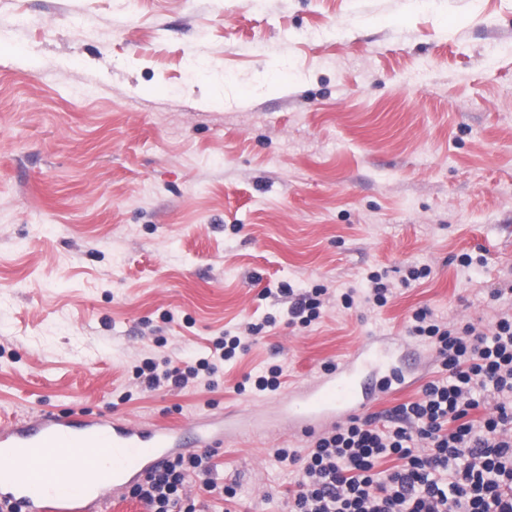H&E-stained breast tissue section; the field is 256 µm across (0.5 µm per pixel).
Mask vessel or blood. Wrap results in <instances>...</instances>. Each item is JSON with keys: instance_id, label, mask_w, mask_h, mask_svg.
Returning a JSON list of instances; mask_svg holds the SVG:
<instances>
[{"instance_id": "vessel-or-blood-1", "label": "vessel or blood", "mask_w": 512, "mask_h": 512, "mask_svg": "<svg viewBox=\"0 0 512 512\" xmlns=\"http://www.w3.org/2000/svg\"><path fill=\"white\" fill-rule=\"evenodd\" d=\"M407 356L388 359L372 343L274 402L291 431L310 433L368 410L404 384ZM263 434L239 412L195 416L172 427L119 414L42 411L0 427V512H109L167 461L218 448L229 431Z\"/></svg>"}]
</instances>
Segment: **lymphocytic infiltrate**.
<instances>
[{
  "instance_id": "f902f5d3",
  "label": "lymphocytic infiltrate",
  "mask_w": 512,
  "mask_h": 512,
  "mask_svg": "<svg viewBox=\"0 0 512 512\" xmlns=\"http://www.w3.org/2000/svg\"><path fill=\"white\" fill-rule=\"evenodd\" d=\"M427 344L438 375L414 400L355 416L303 448H276L294 467L281 512H512V309L489 331L416 309L408 328ZM218 361L137 367L145 390L209 381ZM213 452L180 456L130 491L148 512H199L197 490L232 501L213 476Z\"/></svg>"
}]
</instances>
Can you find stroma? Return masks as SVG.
Instances as JSON below:
<instances>
[{"mask_svg":"<svg viewBox=\"0 0 512 512\" xmlns=\"http://www.w3.org/2000/svg\"><path fill=\"white\" fill-rule=\"evenodd\" d=\"M0 31V425L261 413L275 393L235 386L270 363L288 389L417 307L483 330L512 305V0H0ZM374 271L387 306L342 308ZM285 285L324 289L317 322L289 324ZM251 324L213 387L141 390L142 360ZM407 340L417 382L373 412L433 377ZM304 444L227 440L238 497L211 512H279L270 451Z\"/></svg>","mask_w":512,"mask_h":512,"instance_id":"1","label":"stroma"}]
</instances>
